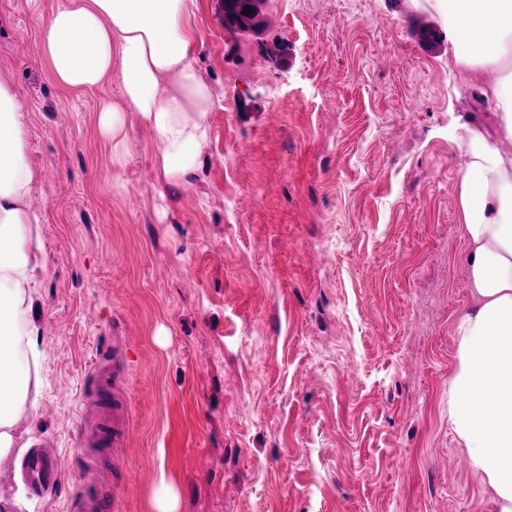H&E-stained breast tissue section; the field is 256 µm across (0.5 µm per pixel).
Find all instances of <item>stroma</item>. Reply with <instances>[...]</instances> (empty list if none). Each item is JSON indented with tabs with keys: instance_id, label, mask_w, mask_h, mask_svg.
I'll return each instance as SVG.
<instances>
[{
	"instance_id": "1",
	"label": "stroma",
	"mask_w": 512,
	"mask_h": 512,
	"mask_svg": "<svg viewBox=\"0 0 512 512\" xmlns=\"http://www.w3.org/2000/svg\"><path fill=\"white\" fill-rule=\"evenodd\" d=\"M62 0H0V72L27 128L45 273L43 386L23 447L70 469L48 495L0 468V512H73L96 466L115 512H495L448 426L455 323L470 299L456 118L488 126L428 0H270L228 34L196 0L193 59L216 108L201 165L166 182L126 115L112 164L100 108L71 92L38 30ZM127 436L85 447L97 409Z\"/></svg>"
}]
</instances>
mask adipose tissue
Returning a JSON list of instances; mask_svg holds the SVG:
<instances>
[{"mask_svg": "<svg viewBox=\"0 0 512 512\" xmlns=\"http://www.w3.org/2000/svg\"><path fill=\"white\" fill-rule=\"evenodd\" d=\"M432 3L448 24L455 65L502 73L484 93L495 132L468 125L454 140L470 304L456 324L448 425L495 512H512V0ZM193 4L63 0L39 28L41 51L62 87L84 91L119 78L120 93L103 103L99 118L112 138L114 166L129 153L125 115L136 112L154 135L166 181H187L199 167L216 100L192 59ZM25 138L14 85L0 75V462L14 454L41 384L32 310L43 248L28 204Z\"/></svg>", "mask_w": 512, "mask_h": 512, "instance_id": "adipose-tissue-1", "label": "adipose tissue"}]
</instances>
